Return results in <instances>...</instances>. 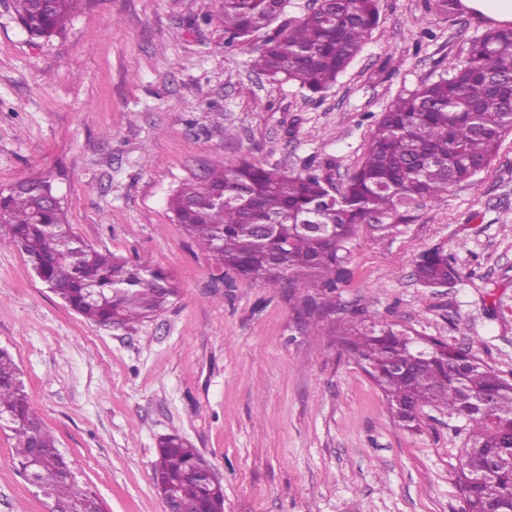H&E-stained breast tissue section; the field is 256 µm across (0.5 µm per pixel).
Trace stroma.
<instances>
[{
  "label": "stroma",
  "mask_w": 512,
  "mask_h": 512,
  "mask_svg": "<svg viewBox=\"0 0 512 512\" xmlns=\"http://www.w3.org/2000/svg\"><path fill=\"white\" fill-rule=\"evenodd\" d=\"M217 0H84L34 39L0 0V189L50 178L76 234L139 256L178 290L135 327L85 320L18 251L0 248V348L79 483L106 512H165L157 443L185 435L213 465L224 512H461L460 419L427 407L407 430L337 342L346 322L406 327L469 348L512 380V134L469 182L411 221L364 224L318 325L305 288L225 273L177 224L168 198L206 167L320 169L341 185L389 101L451 74L492 29L461 9L378 0L379 24L321 99L226 49ZM445 247L461 277L423 286L419 256ZM0 428V512H48Z\"/></svg>",
  "instance_id": "35a3bbf8"
}]
</instances>
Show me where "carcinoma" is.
Returning <instances> with one entry per match:
<instances>
[{
	"instance_id": "1",
	"label": "carcinoma",
	"mask_w": 512,
	"mask_h": 512,
	"mask_svg": "<svg viewBox=\"0 0 512 512\" xmlns=\"http://www.w3.org/2000/svg\"><path fill=\"white\" fill-rule=\"evenodd\" d=\"M82 0H11L33 37L61 32ZM286 0H219L216 15L229 48L251 50V68L273 82L293 81L313 98L336 86L379 23L377 0H313L298 21L285 17ZM266 30L263 44L251 37ZM512 132V28H497L471 43L449 77L439 76L400 95L372 132L361 162L332 187L321 174L247 161L206 169L169 200L176 223L215 263L267 288L315 283L325 293L342 280L346 243L361 224L409 221L412 204L440 202L453 185L485 169ZM0 246L27 257L36 278L84 319L128 326L162 313L178 289L159 267L101 252L85 243L65 218L47 180H20L0 190ZM421 283L435 287L458 278L445 248L416 263ZM339 344L383 392L389 411L418 426L425 406L443 407L466 421L468 447L458 477L462 512L496 507L512 512V469L470 479L492 455L512 454V382L473 353L437 339L417 341L407 330L343 327ZM13 433L22 472L39 461L38 490L50 512H81L96 494L81 487L70 463L32 409L17 366L0 349V426ZM210 461L175 433L158 443L153 486L174 512H224L222 486L206 480Z\"/></svg>"
}]
</instances>
